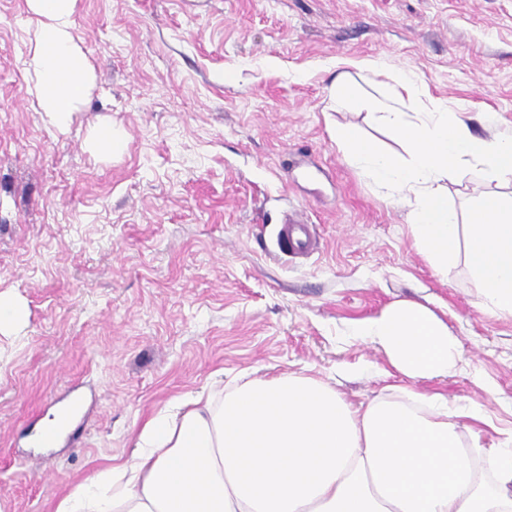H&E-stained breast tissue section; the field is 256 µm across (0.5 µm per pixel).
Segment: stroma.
<instances>
[{
    "label": "stroma",
    "instance_id": "obj_1",
    "mask_svg": "<svg viewBox=\"0 0 512 512\" xmlns=\"http://www.w3.org/2000/svg\"><path fill=\"white\" fill-rule=\"evenodd\" d=\"M75 40L94 79L65 127L26 73V0H0V297L24 323L0 333V512H54L130 454L172 399L295 372L347 401L388 363L353 326L387 305L430 309L461 368L420 389L485 405V447L512 431V316L482 309L464 263L439 275L407 207L346 159L353 124L404 144L368 111L336 107L339 75L368 98L415 72L474 132L512 137V0H77ZM384 75L361 80V64ZM124 138L112 154L92 136ZM317 248L275 254L286 211ZM80 434L28 442L70 392Z\"/></svg>",
    "mask_w": 512,
    "mask_h": 512
}]
</instances>
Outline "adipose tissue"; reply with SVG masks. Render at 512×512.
Returning <instances> with one entry per match:
<instances>
[{
    "label": "adipose tissue",
    "mask_w": 512,
    "mask_h": 512,
    "mask_svg": "<svg viewBox=\"0 0 512 512\" xmlns=\"http://www.w3.org/2000/svg\"><path fill=\"white\" fill-rule=\"evenodd\" d=\"M37 19L28 71L41 111L65 125L89 90L75 41V0H27ZM400 89L360 96L337 77L333 96L351 110L374 111L403 139L386 152L351 125L336 142L388 198L409 207L415 245L440 275L463 259L481 305L512 314V138L479 135L448 113L404 110ZM484 185L464 213L448 187L469 176ZM353 334L386 354L403 376L431 380L457 367L459 349L426 307L398 301L357 323ZM483 410L450 404L439 392L392 387L352 407L311 376L282 373L168 402L137 434L120 464L73 487L55 512H512V448H486L470 422Z\"/></svg>",
    "instance_id": "1"
}]
</instances>
